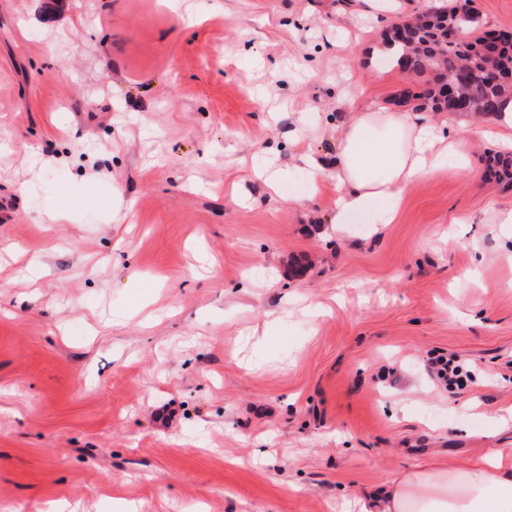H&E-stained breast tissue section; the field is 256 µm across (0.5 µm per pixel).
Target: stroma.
Masks as SVG:
<instances>
[{
	"instance_id": "35a3bbf8",
	"label": "stroma",
	"mask_w": 512,
	"mask_h": 512,
	"mask_svg": "<svg viewBox=\"0 0 512 512\" xmlns=\"http://www.w3.org/2000/svg\"><path fill=\"white\" fill-rule=\"evenodd\" d=\"M432 2L0 0V512H359L512 453L498 145L371 230L296 166L349 84L396 110ZM429 371L440 382L446 386L451 384L458 385L463 376L462 366L455 361L454 356L437 357L429 361Z\"/></svg>"
}]
</instances>
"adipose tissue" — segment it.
I'll return each instance as SVG.
<instances>
[{"instance_id": "obj_1", "label": "adipose tissue", "mask_w": 512, "mask_h": 512, "mask_svg": "<svg viewBox=\"0 0 512 512\" xmlns=\"http://www.w3.org/2000/svg\"><path fill=\"white\" fill-rule=\"evenodd\" d=\"M330 179L336 187V224L368 219L393 223L400 195L427 180L438 157L466 163L467 133L445 140L419 112H389L365 105L337 124ZM376 512H512V456L494 452L452 468H422L391 483L375 501Z\"/></svg>"}]
</instances>
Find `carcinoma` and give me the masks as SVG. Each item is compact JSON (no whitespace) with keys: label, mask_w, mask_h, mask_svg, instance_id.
Wrapping results in <instances>:
<instances>
[{"label":"carcinoma","mask_w":512,"mask_h":512,"mask_svg":"<svg viewBox=\"0 0 512 512\" xmlns=\"http://www.w3.org/2000/svg\"><path fill=\"white\" fill-rule=\"evenodd\" d=\"M457 30L468 32V41H454ZM384 45L393 48L391 60L412 79L398 103L416 112L449 113L459 101L467 106L464 114L490 117L512 101V32L484 29L470 0L433 5L421 17L390 26ZM450 81L454 96L443 100L441 86ZM488 170L512 184V155L490 156Z\"/></svg>","instance_id":"obj_1"}]
</instances>
